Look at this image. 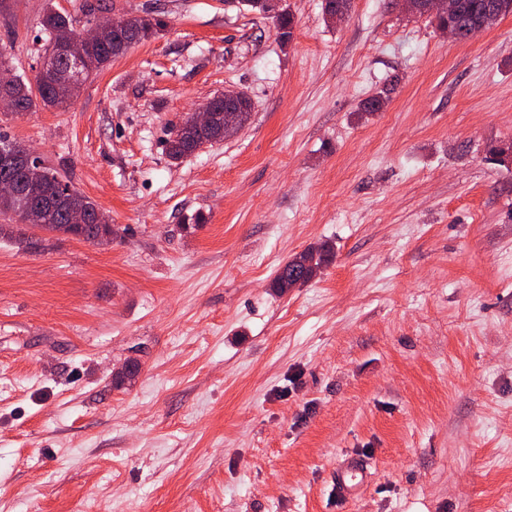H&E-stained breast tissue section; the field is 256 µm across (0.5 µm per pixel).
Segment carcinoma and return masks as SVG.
Instances as JSON below:
<instances>
[{
    "instance_id": "1",
    "label": "carcinoma",
    "mask_w": 512,
    "mask_h": 512,
    "mask_svg": "<svg viewBox=\"0 0 512 512\" xmlns=\"http://www.w3.org/2000/svg\"><path fill=\"white\" fill-rule=\"evenodd\" d=\"M493 9L502 11L505 16L512 14V0H458V10L453 23L461 29L465 37H473L482 18ZM70 25L71 18L53 8L48 9L40 20L42 30L50 36L42 53V58H52L54 72L49 80L35 87L20 79L8 85L0 84V96L12 98L18 106V112H29L37 106H64L78 94L89 78L106 68L113 58L124 53L132 45L155 36L164 27V21L152 15L139 17L129 22L113 40L103 45L83 48L82 66L77 71L70 66L68 58L55 55L57 38L65 34L64 28ZM213 111L218 113L215 127L206 131L193 130L188 128V122L184 121L172 132L166 142L167 156L171 161L177 162L191 155L193 144L198 139L205 138L210 141L221 138L224 130V103L219 99L214 100ZM0 177L29 182L37 188V194L55 201L56 207L41 212L37 224L39 228L58 230L65 235L94 242L101 236L103 227L110 224L105 212L89 198L80 194L78 200L70 202L56 181V174L47 168L36 175L16 166L0 167ZM38 204V200L27 194L0 195V213L16 216L21 224L26 223L27 216L38 207ZM76 208L86 216L85 224L79 229L70 226L71 211ZM333 258L334 252L329 245L310 246L289 258L278 269L274 287L286 292L294 282L304 278L307 267H324L330 264Z\"/></svg>"
}]
</instances>
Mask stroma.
<instances>
[{"instance_id": "35a3bbf8", "label": "stroma", "mask_w": 512, "mask_h": 512, "mask_svg": "<svg viewBox=\"0 0 512 512\" xmlns=\"http://www.w3.org/2000/svg\"><path fill=\"white\" fill-rule=\"evenodd\" d=\"M281 4L286 38L244 0H0L29 82L47 9L165 23L67 107L0 112L117 229L0 239V512H512V15L457 43L394 0ZM231 90L246 124L171 162ZM334 252L327 244L310 246L289 258L277 271L274 287L286 292L290 286L304 278L307 265L324 267L333 261ZM368 462L360 457H348L336 471V494L343 499L365 483Z\"/></svg>"}]
</instances>
